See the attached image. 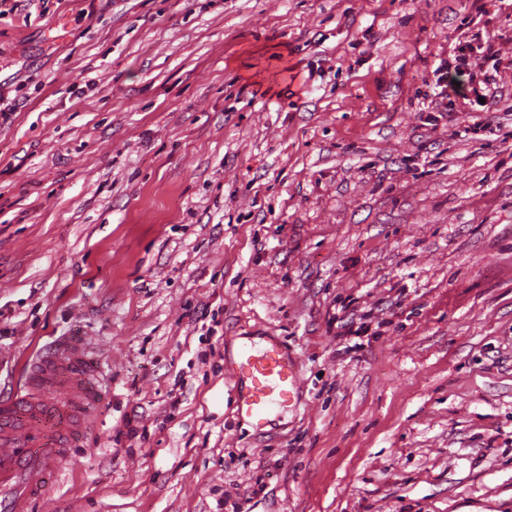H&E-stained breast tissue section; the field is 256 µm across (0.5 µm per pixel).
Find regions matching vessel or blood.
I'll use <instances>...</instances> for the list:
<instances>
[{
	"instance_id": "1",
	"label": "vessel or blood",
	"mask_w": 512,
	"mask_h": 512,
	"mask_svg": "<svg viewBox=\"0 0 512 512\" xmlns=\"http://www.w3.org/2000/svg\"><path fill=\"white\" fill-rule=\"evenodd\" d=\"M97 371L85 345L63 344L31 362L22 392L0 401V512H29L76 440L95 420ZM230 378L237 412L263 429L290 405L299 366L278 346L243 348Z\"/></svg>"
}]
</instances>
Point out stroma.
I'll return each instance as SVG.
<instances>
[{
    "mask_svg": "<svg viewBox=\"0 0 512 512\" xmlns=\"http://www.w3.org/2000/svg\"><path fill=\"white\" fill-rule=\"evenodd\" d=\"M478 32L512 0H0V395L98 368L34 512H512V69L434 107ZM243 337L300 366L261 434ZM451 54V63L440 64L434 71L435 76L439 75L436 79V87L440 88V91L436 96L444 101V99L450 98L451 93H456V85L453 84V80L448 81V69L452 67L456 74L469 77L470 91L474 96L475 105L482 107V111L489 112L501 96L499 86H497L495 77L487 76L486 73L482 75V79L475 81V75L472 73L473 59L480 54L484 60L493 61L492 68L497 71L502 60L498 57V51L494 50L488 39L484 40L482 33H476L470 40H459ZM479 98H483V102H479Z\"/></svg>",
    "mask_w": 512,
    "mask_h": 512,
    "instance_id": "35a3bbf8",
    "label": "stroma"
}]
</instances>
